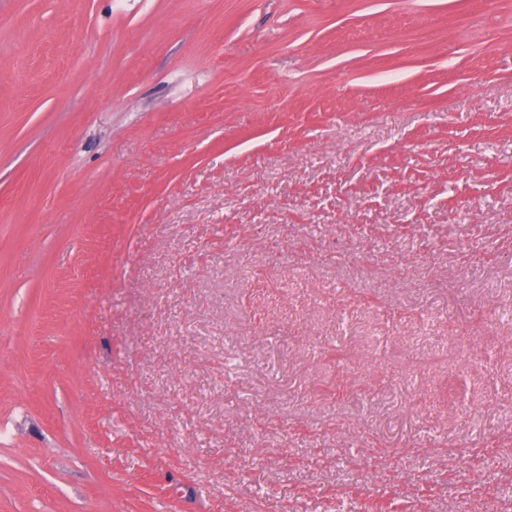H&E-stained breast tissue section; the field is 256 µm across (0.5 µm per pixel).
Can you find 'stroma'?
Instances as JSON below:
<instances>
[{
  "label": "stroma",
  "mask_w": 512,
  "mask_h": 512,
  "mask_svg": "<svg viewBox=\"0 0 512 512\" xmlns=\"http://www.w3.org/2000/svg\"><path fill=\"white\" fill-rule=\"evenodd\" d=\"M489 507L512 0H0V512Z\"/></svg>",
  "instance_id": "stroma-1"
}]
</instances>
